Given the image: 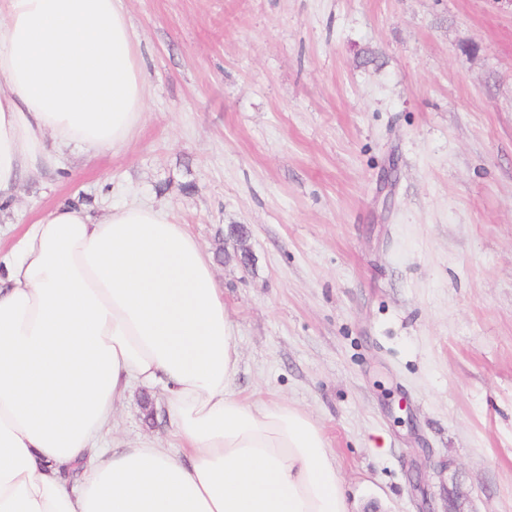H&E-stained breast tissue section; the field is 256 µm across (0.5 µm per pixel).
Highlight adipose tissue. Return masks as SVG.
<instances>
[{
	"instance_id": "1",
	"label": "adipose tissue",
	"mask_w": 512,
	"mask_h": 512,
	"mask_svg": "<svg viewBox=\"0 0 512 512\" xmlns=\"http://www.w3.org/2000/svg\"><path fill=\"white\" fill-rule=\"evenodd\" d=\"M142 115L124 0H0V204ZM237 347L210 258L165 209L45 211L0 256V512H351L322 427L239 395ZM136 382L163 383L176 447H96Z\"/></svg>"
}]
</instances>
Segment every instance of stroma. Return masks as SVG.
I'll list each match as a JSON object with an SVG mask.
<instances>
[{
  "label": "stroma",
  "mask_w": 512,
  "mask_h": 512,
  "mask_svg": "<svg viewBox=\"0 0 512 512\" xmlns=\"http://www.w3.org/2000/svg\"><path fill=\"white\" fill-rule=\"evenodd\" d=\"M124 5L140 123L25 176L0 222L166 208L213 261L241 396L318 421L353 512H448L452 473L471 512H512V6ZM117 415L103 446L172 441L162 386Z\"/></svg>",
  "instance_id": "obj_1"
}]
</instances>
